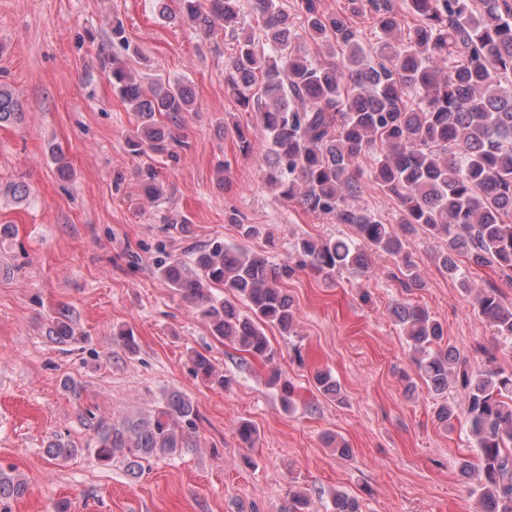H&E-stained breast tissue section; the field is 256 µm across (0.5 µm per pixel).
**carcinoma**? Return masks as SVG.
<instances>
[{"mask_svg": "<svg viewBox=\"0 0 512 512\" xmlns=\"http://www.w3.org/2000/svg\"><path fill=\"white\" fill-rule=\"evenodd\" d=\"M406 2L420 22L404 33L393 0H348L346 13L325 12L321 0H301L305 34L341 51L340 58L322 63L296 45L298 33L277 0H254L272 56L253 34L234 28L240 0H179L176 14L158 0L170 23L189 22L206 35L218 26L231 29L235 46L224 80L241 107H254L268 135L261 164L267 184L307 211L352 225L357 234L355 242L299 238L296 258L274 264L249 247L263 236L262 226L233 217L240 244L213 242L195 252L191 265L173 257L157 267L214 336L253 358L270 363L277 354L264 327L294 332L297 311L280 283L298 268L361 277L373 251L398 263L401 287H423L404 244V235L418 227L446 241L438 255L441 272L474 294L478 315L512 343V303L496 288L473 291L459 265L466 255L512 282V3ZM367 11L379 29L373 52L351 21ZM110 41L130 49L122 22H112ZM102 62L113 91L136 117L126 146L143 159L142 191L157 198L163 187L153 157H173L174 145H185L175 129L183 113L193 110L194 96L187 86L162 78L143 86L116 55ZM23 115L18 96L0 86V126ZM365 156L371 161L367 170L359 165ZM366 176L397 202L395 223L350 204ZM216 286L224 298L212 294ZM392 316L410 343L420 380L437 395L456 383L464 390L466 424L480 459L472 493L485 512H512V372L442 346L443 326L424 309L397 304ZM190 361L202 382L230 388L231 377L208 356L194 352ZM314 382L325 395L339 394L328 372L317 371ZM267 386L281 391L285 408L293 407L291 386L278 373L270 374ZM197 417L192 399L173 393L148 414L97 427L95 457L109 465L119 457L176 455L189 447ZM26 492L22 479L0 469V512H9L5 505ZM331 505V512H363L360 499L341 490L332 494Z\"/></svg>", "mask_w": 512, "mask_h": 512, "instance_id": "obj_1", "label": "carcinoma"}]
</instances>
